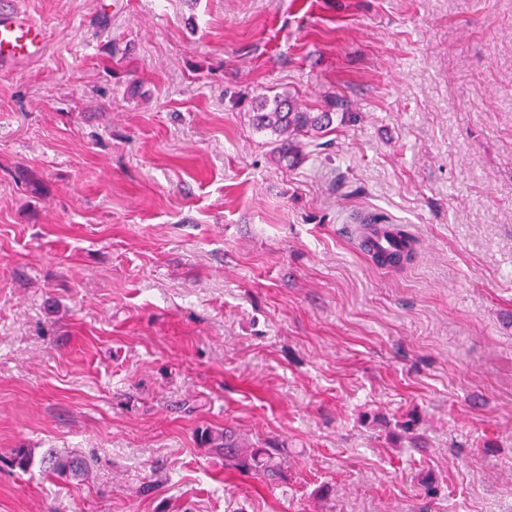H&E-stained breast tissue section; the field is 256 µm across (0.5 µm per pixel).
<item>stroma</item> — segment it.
I'll return each mask as SVG.
<instances>
[{
    "instance_id": "obj_1",
    "label": "stroma",
    "mask_w": 512,
    "mask_h": 512,
    "mask_svg": "<svg viewBox=\"0 0 512 512\" xmlns=\"http://www.w3.org/2000/svg\"><path fill=\"white\" fill-rule=\"evenodd\" d=\"M19 2L49 49L0 70V512H512V0ZM277 94L336 100L286 161ZM384 226V224H371L370 228L361 233L359 244L371 256L378 252L394 251V247L384 235ZM388 236L395 242L396 251L374 257L380 266L401 269L415 254V239L405 229L391 224L387 229ZM200 441L204 447L222 452L225 464L231 468L241 473L262 475L270 481L281 476L287 464L279 448H255L239 440L228 429L206 428L200 434ZM41 462L47 472L69 481H83L89 474L90 462L77 450L48 449Z\"/></svg>"
}]
</instances>
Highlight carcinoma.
I'll return each mask as SVG.
<instances>
[{
	"instance_id": "obj_1",
	"label": "carcinoma",
	"mask_w": 512,
	"mask_h": 512,
	"mask_svg": "<svg viewBox=\"0 0 512 512\" xmlns=\"http://www.w3.org/2000/svg\"><path fill=\"white\" fill-rule=\"evenodd\" d=\"M332 122L330 112H301L288 97L276 96L273 103L259 99L252 123L259 130H269L276 139L274 150L286 157L297 149L301 137H314L324 131ZM388 236L395 242L396 251L374 257L380 266L400 269L415 254V239L405 229L388 226ZM200 441L206 448H213L224 454L226 465L241 473L261 475L272 481L281 476L286 460L277 448H256L238 439L234 432L205 429ZM42 463L46 471L69 481L84 480L90 470L89 460L76 450L60 451L48 449Z\"/></svg>"
}]
</instances>
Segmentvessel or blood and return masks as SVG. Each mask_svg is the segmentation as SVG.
Listing matches in <instances>:
<instances>
[{
    "mask_svg": "<svg viewBox=\"0 0 512 512\" xmlns=\"http://www.w3.org/2000/svg\"><path fill=\"white\" fill-rule=\"evenodd\" d=\"M47 49L45 25L17 5L0 8V67L35 61ZM360 245L369 254L391 251L392 245L384 235V227L371 225L362 232Z\"/></svg>",
    "mask_w": 512,
    "mask_h": 512,
    "instance_id": "b4317fda",
    "label": "vessel or blood"
}]
</instances>
